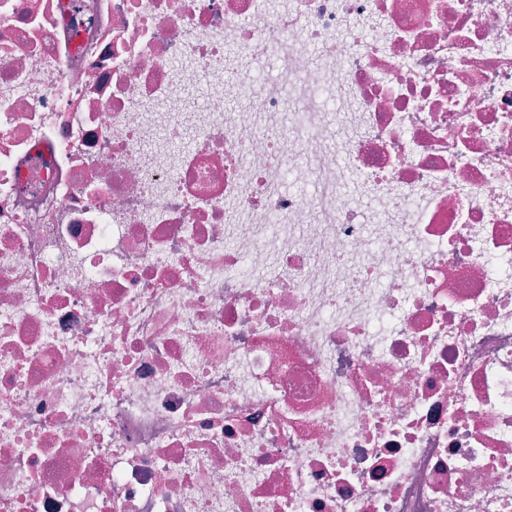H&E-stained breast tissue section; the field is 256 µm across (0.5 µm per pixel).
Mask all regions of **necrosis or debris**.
Instances as JSON below:
<instances>
[{
  "label": "necrosis or debris",
  "instance_id": "4bbe7bcc",
  "mask_svg": "<svg viewBox=\"0 0 512 512\" xmlns=\"http://www.w3.org/2000/svg\"><path fill=\"white\" fill-rule=\"evenodd\" d=\"M0 512H512V0H0Z\"/></svg>",
  "mask_w": 512,
  "mask_h": 512
}]
</instances>
